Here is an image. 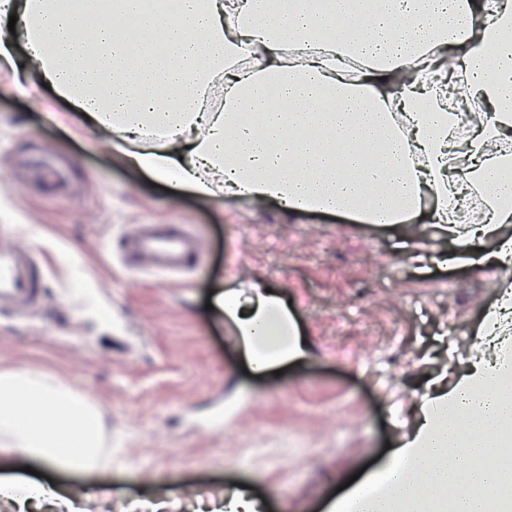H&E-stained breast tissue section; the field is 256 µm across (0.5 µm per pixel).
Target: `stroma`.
<instances>
[{"mask_svg": "<svg viewBox=\"0 0 512 512\" xmlns=\"http://www.w3.org/2000/svg\"><path fill=\"white\" fill-rule=\"evenodd\" d=\"M0 38L23 65V43ZM13 66L0 68V225L44 251L49 277L36 320L0 319V364L65 380L112 434L111 467L43 479L82 512H224L242 489L265 512H328L409 428L426 375L469 357L503 269L451 262L446 238L409 261L403 224L153 183L111 137L60 124L66 104L19 89ZM124 224L194 225L205 255L183 279L138 270L108 250ZM250 282L280 290L310 347L278 376L254 375L232 324L206 307Z\"/></svg>", "mask_w": 512, "mask_h": 512, "instance_id": "obj_1", "label": "stroma"}]
</instances>
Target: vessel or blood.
I'll return each instance as SVG.
<instances>
[{"label":"vessel or blood","instance_id":"1","mask_svg":"<svg viewBox=\"0 0 512 512\" xmlns=\"http://www.w3.org/2000/svg\"><path fill=\"white\" fill-rule=\"evenodd\" d=\"M117 253L146 260L149 272L186 273L202 252L199 236L184 224H132L117 237ZM47 266L44 254L25 243L0 246V316L31 318L45 301Z\"/></svg>","mask_w":512,"mask_h":512}]
</instances>
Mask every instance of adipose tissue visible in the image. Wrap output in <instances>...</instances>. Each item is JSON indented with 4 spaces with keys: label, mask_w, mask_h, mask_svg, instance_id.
<instances>
[{
    "label": "adipose tissue",
    "mask_w": 512,
    "mask_h": 512,
    "mask_svg": "<svg viewBox=\"0 0 512 512\" xmlns=\"http://www.w3.org/2000/svg\"><path fill=\"white\" fill-rule=\"evenodd\" d=\"M138 16L133 36L62 10L57 0H0L33 77L100 131L133 166L201 197L278 202L292 212L347 215L364 224H412L454 241L453 260L474 263V240L494 241L483 263L512 266V0H329L333 13L368 12L356 30L315 50L322 17L296 9L267 16V0H183L167 20L141 0H112ZM90 37L81 41L77 29ZM140 62L141 93L120 76L104 85L83 63ZM219 108L209 106L215 76ZM287 111L270 107L271 100ZM480 200L479 222L462 205ZM213 303L257 372L301 362L308 344L286 301L264 285L220 291ZM495 348L453 378L437 375L412 426L382 464L353 483L333 512H506L512 486L476 470L474 457L512 444V283L477 331ZM54 430H47V423ZM0 447L42 469L93 473L112 459L97 406L66 381L0 367ZM18 512L52 505L80 512L66 492L0 477Z\"/></svg>",
    "instance_id": "adipose-tissue-1"
}]
</instances>
